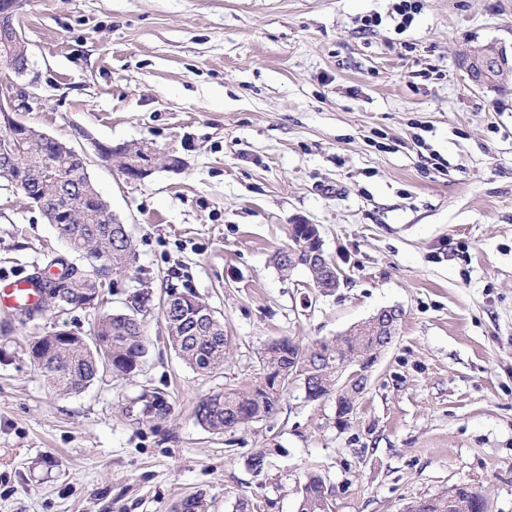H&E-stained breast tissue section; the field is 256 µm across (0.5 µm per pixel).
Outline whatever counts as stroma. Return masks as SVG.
Wrapping results in <instances>:
<instances>
[{"label":"stroma","instance_id":"stroma-1","mask_svg":"<svg viewBox=\"0 0 512 512\" xmlns=\"http://www.w3.org/2000/svg\"><path fill=\"white\" fill-rule=\"evenodd\" d=\"M422 3L401 31L392 0H28L30 68L0 62V84L28 92L20 119L78 150L149 141L186 164L130 183L88 158L137 248L107 307L148 295L140 368L54 393L31 343L92 338L96 311L24 324L0 306V512H175L196 494L208 512H296L309 471L334 512H404L454 484L512 512V83L480 89L462 67L490 42L512 57V0ZM292 224L318 226L344 287L276 270ZM50 250L68 247L0 180V279ZM169 283L223 320V368L172 349ZM391 306L398 334L349 421L295 387L272 419L197 423L201 399L261 375L268 342L330 339ZM156 396L165 413L146 409Z\"/></svg>","mask_w":512,"mask_h":512}]
</instances>
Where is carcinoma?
Here are the masks:
<instances>
[{
	"mask_svg": "<svg viewBox=\"0 0 512 512\" xmlns=\"http://www.w3.org/2000/svg\"><path fill=\"white\" fill-rule=\"evenodd\" d=\"M0 179L6 180L25 197L41 203L46 219L63 218L58 235L70 252L82 259L93 256L100 264L74 275L75 267L62 264L36 283L39 292L54 293L50 306L82 304L91 300L99 306L115 278L131 273L136 263L135 245L120 224L103 220L107 201L102 197L83 165L72 155L63 154V145L35 133L17 146L9 158L0 159ZM145 307L141 293L132 296L128 312L100 314L92 342L69 335L59 341L61 332L39 336L31 346L33 363L48 386L59 393L77 394L87 388L112 356V373L125 375L137 369L136 357L146 353L140 313ZM208 305L201 301L178 313L162 308L168 323L170 341L180 358L190 367L206 372L224 365L228 338L224 323L205 317ZM371 343L358 328L336 339L303 345L290 338L267 345L262 355L263 372L245 388L226 387L200 401L195 409L198 424L212 432L233 431L249 423L277 414L283 395L293 384L292 374L312 365L315 375L308 386V398L315 401L336 392V364L347 357L363 359ZM332 492L320 476L305 475L298 512H332Z\"/></svg>",
	"mask_w": 512,
	"mask_h": 512,
	"instance_id": "obj_1",
	"label": "carcinoma"
}]
</instances>
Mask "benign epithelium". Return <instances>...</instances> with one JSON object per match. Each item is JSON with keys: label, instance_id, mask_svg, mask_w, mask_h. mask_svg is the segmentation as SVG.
<instances>
[{"label": "benign epithelium", "instance_id": "benign-epithelium-1", "mask_svg": "<svg viewBox=\"0 0 512 512\" xmlns=\"http://www.w3.org/2000/svg\"><path fill=\"white\" fill-rule=\"evenodd\" d=\"M25 0H0V47L6 51L8 62L17 55L28 56L27 42L19 27V19ZM507 53L499 48L493 54L476 52L465 60V69L471 80L479 87H489L497 81L498 72ZM27 93L21 86L6 91L0 90V139L4 146H10L27 139L28 130H20L19 112L25 107ZM159 165V156L153 147L147 146L138 160H126L124 174L131 181L148 177ZM291 267L305 269L316 266L322 270V279L313 282L320 292H334L345 284L343 271L327 256L319 233L303 243L300 241L288 247ZM399 309H384L362 324L363 335L372 338V354L363 361L344 360L336 367V395L349 401L367 390L373 368L381 354L391 346L397 336Z\"/></svg>", "mask_w": 512, "mask_h": 512}]
</instances>
